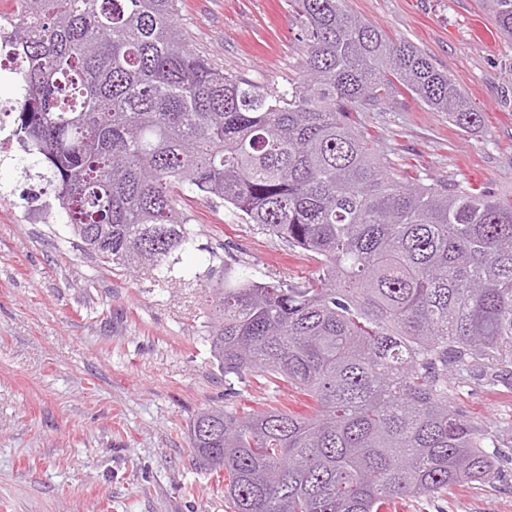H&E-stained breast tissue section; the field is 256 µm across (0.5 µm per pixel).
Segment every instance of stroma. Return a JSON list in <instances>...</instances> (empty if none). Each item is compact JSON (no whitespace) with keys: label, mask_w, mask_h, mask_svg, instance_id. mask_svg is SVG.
<instances>
[{"label":"stroma","mask_w":512,"mask_h":512,"mask_svg":"<svg viewBox=\"0 0 512 512\" xmlns=\"http://www.w3.org/2000/svg\"><path fill=\"white\" fill-rule=\"evenodd\" d=\"M390 37L429 55L482 114L465 133L411 97L353 113L356 130L410 184H478L512 198V39L477 0H347ZM177 21L197 51L259 84L290 88L305 48L288 0H180ZM0 153V512H226L223 476L198 468L187 425L198 411L310 399L263 379L225 378L210 355L209 284L225 270L304 282L316 262L205 196L185 197L195 234L158 282L84 251L54 204ZM501 376L451 385L465 419L500 436L501 478L389 512H512V360Z\"/></svg>","instance_id":"stroma-1"}]
</instances>
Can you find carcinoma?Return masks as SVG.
I'll return each mask as SVG.
<instances>
[{"instance_id":"1","label":"carcinoma","mask_w":512,"mask_h":512,"mask_svg":"<svg viewBox=\"0 0 512 512\" xmlns=\"http://www.w3.org/2000/svg\"><path fill=\"white\" fill-rule=\"evenodd\" d=\"M11 2L19 163L55 186L89 253L170 271L192 241L181 200L202 193L318 262L303 283L226 270L211 289L224 377L312 401L189 421L232 512H385L493 485L499 436L461 417L448 385L512 352V199L408 185L350 120L409 94L471 131L481 113L448 74L346 0H288L306 55L286 91L191 49L177 0ZM478 4L512 37V0Z\"/></svg>"}]
</instances>
